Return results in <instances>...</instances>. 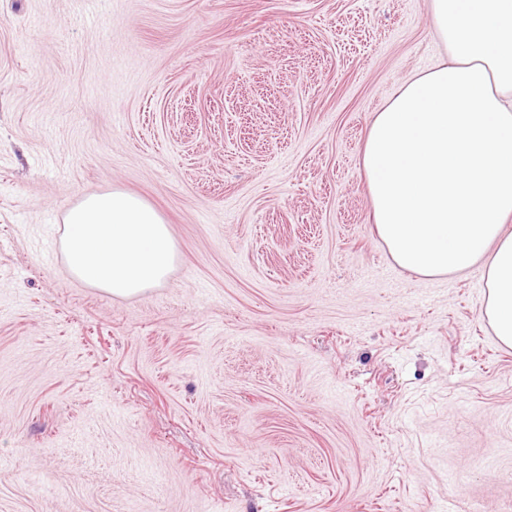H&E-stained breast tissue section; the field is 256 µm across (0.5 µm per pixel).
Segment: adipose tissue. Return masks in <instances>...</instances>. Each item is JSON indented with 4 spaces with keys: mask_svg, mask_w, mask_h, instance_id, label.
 I'll list each match as a JSON object with an SVG mask.
<instances>
[{
    "mask_svg": "<svg viewBox=\"0 0 512 512\" xmlns=\"http://www.w3.org/2000/svg\"><path fill=\"white\" fill-rule=\"evenodd\" d=\"M448 57L378 112L363 166L376 231L396 262L426 276L482 265L483 315L512 348V0H430ZM65 265L115 296L162 283L175 248L160 213L112 190L65 216Z\"/></svg>",
    "mask_w": 512,
    "mask_h": 512,
    "instance_id": "1",
    "label": "adipose tissue"
}]
</instances>
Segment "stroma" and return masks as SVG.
Here are the masks:
<instances>
[{
  "label": "stroma",
  "mask_w": 512,
  "mask_h": 512,
  "mask_svg": "<svg viewBox=\"0 0 512 512\" xmlns=\"http://www.w3.org/2000/svg\"><path fill=\"white\" fill-rule=\"evenodd\" d=\"M429 0H0V512H512V349L481 267L379 239L377 112ZM176 257L115 297L49 261L83 196Z\"/></svg>",
  "instance_id": "35a3bbf8"
}]
</instances>
